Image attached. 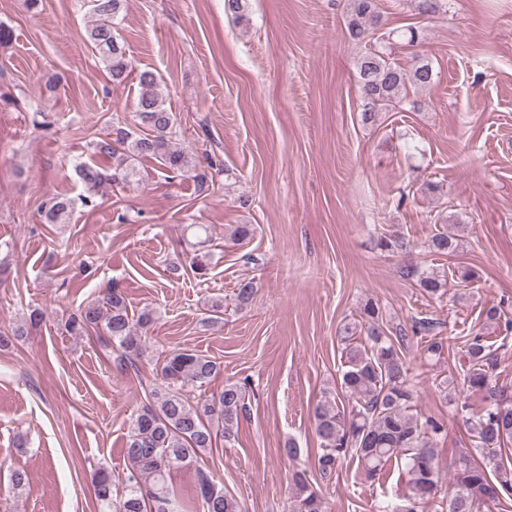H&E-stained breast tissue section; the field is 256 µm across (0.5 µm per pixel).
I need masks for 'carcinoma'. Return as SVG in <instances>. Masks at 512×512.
<instances>
[{"label": "carcinoma", "instance_id": "obj_1", "mask_svg": "<svg viewBox=\"0 0 512 512\" xmlns=\"http://www.w3.org/2000/svg\"><path fill=\"white\" fill-rule=\"evenodd\" d=\"M125 0H94L88 8L90 24L85 43L99 55L105 71L122 82L132 71L115 21ZM345 28L349 39L366 44L354 60L361 106L359 120L374 125L384 112L408 104L416 105L410 93L435 84L433 59L423 53L403 64L388 46L399 39L407 46L421 43L419 28L385 30L379 0H347ZM160 77L151 70L138 75L140 92L136 112L142 129L134 131L121 120L112 122V132L94 142L96 161H81L74 171L86 193L74 199L66 193L53 194L41 204L46 224H68L75 205L97 206L99 191L127 184L137 175L135 163L152 157L169 171L182 173L204 185L207 170L213 168L209 156L199 161L188 150L176 146L179 136L173 112L157 91ZM427 247L438 256L456 252L455 238L444 232L431 237ZM417 285L429 297L446 292L447 280L434 272L414 271ZM366 336L370 345L352 342L351 328L343 329L341 372L336 397L326 398L314 410L315 430L323 453L318 459L322 474L336 469L351 456L364 474L374 478L388 463L403 465L407 490L396 503H387L380 512H426L440 493L438 441L445 424L417 411L409 367L402 360L395 340L380 325V308L364 305ZM155 310L146 308L138 317L129 314L125 297L114 290L67 319L73 336L100 331L101 346L115 354L120 366L134 363L144 353L148 327ZM469 368L463 378V395L454 400L475 448L459 456L449 481L446 512H485V507L512 501V459L504 457L512 447V388L497 381L498 359L483 336L475 334L466 342ZM220 364L193 350L178 348L165 356L161 375L166 385L151 392L148 402L132 419L126 456L130 465L122 496L112 502V475L96 477L98 512H242L240 502L224 491L204 470L196 467L199 454L213 447L217 437L228 441L246 410L248 380L229 382L215 396L194 395L188 387L201 388L218 373ZM350 409L339 405L341 397ZM194 471L189 494L173 483L176 472ZM294 493L290 512H329L325 498L310 486L301 473L293 476Z\"/></svg>", "mask_w": 512, "mask_h": 512}]
</instances>
